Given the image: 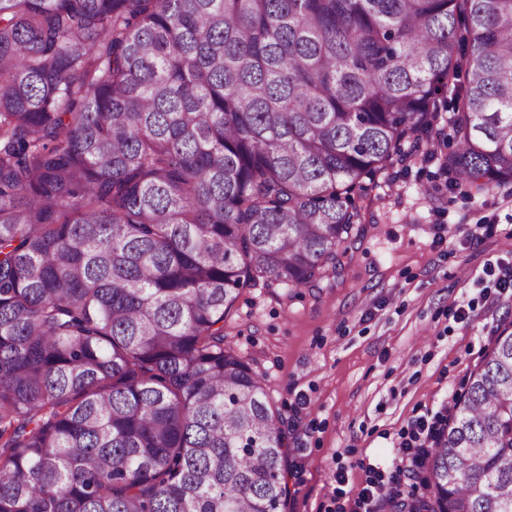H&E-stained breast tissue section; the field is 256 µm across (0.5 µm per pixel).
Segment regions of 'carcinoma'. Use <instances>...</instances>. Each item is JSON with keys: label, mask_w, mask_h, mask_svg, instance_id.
<instances>
[{"label": "carcinoma", "mask_w": 512, "mask_h": 512, "mask_svg": "<svg viewBox=\"0 0 512 512\" xmlns=\"http://www.w3.org/2000/svg\"><path fill=\"white\" fill-rule=\"evenodd\" d=\"M512 183V0H0V512H285L288 420L224 345L317 288L430 148ZM416 512H512V332Z\"/></svg>", "instance_id": "carcinoma-1"}]
</instances>
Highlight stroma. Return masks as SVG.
<instances>
[{
    "mask_svg": "<svg viewBox=\"0 0 512 512\" xmlns=\"http://www.w3.org/2000/svg\"><path fill=\"white\" fill-rule=\"evenodd\" d=\"M354 201L363 222L341 277L317 288L257 281L224 321L225 345L298 422L286 512H330L339 488L353 498L367 465H389L407 422L461 394L512 331V294L493 289L491 273L512 262V184L451 194L437 163L413 158Z\"/></svg>",
    "mask_w": 512,
    "mask_h": 512,
    "instance_id": "1",
    "label": "stroma"
}]
</instances>
